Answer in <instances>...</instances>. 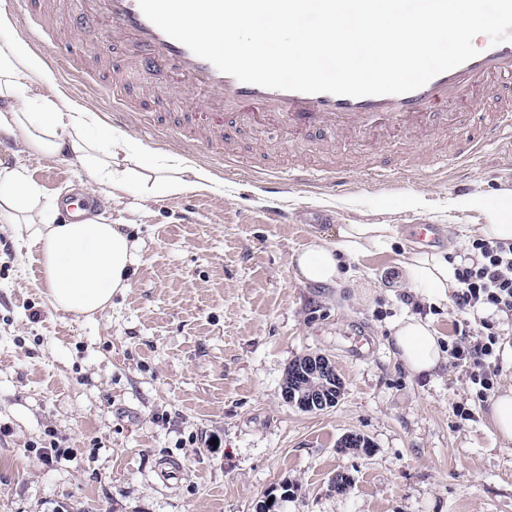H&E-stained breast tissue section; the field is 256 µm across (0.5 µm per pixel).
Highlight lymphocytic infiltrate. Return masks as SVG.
Masks as SVG:
<instances>
[{
  "label": "lymphocytic infiltrate",
  "instance_id": "1",
  "mask_svg": "<svg viewBox=\"0 0 512 512\" xmlns=\"http://www.w3.org/2000/svg\"><path fill=\"white\" fill-rule=\"evenodd\" d=\"M469 257L454 269L457 287L451 296L457 316L456 339L448 350L449 363L471 384L479 401L491 396L499 375V331L489 320L472 324L481 308L512 319V241L473 240Z\"/></svg>",
  "mask_w": 512,
  "mask_h": 512
}]
</instances>
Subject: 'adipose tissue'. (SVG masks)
<instances>
[{
  "mask_svg": "<svg viewBox=\"0 0 512 512\" xmlns=\"http://www.w3.org/2000/svg\"><path fill=\"white\" fill-rule=\"evenodd\" d=\"M47 82L43 58L26 42L0 43V134L13 140L18 152L65 158L86 173L91 187L118 188L132 182L149 197L210 189L214 178L203 168L146 163L123 134L91 138L88 131L96 124L95 113ZM31 85L47 86L48 91L32 101L26 95ZM471 203L485 214V223L477 227L483 239L512 241V189L500 190L493 200L475 193ZM0 223L11 225L18 242L39 245L47 298L57 310L101 314L111 306L113 295L130 286L138 241L101 216L84 224L58 223L56 207L44 203L40 188L23 169L0 168ZM396 230L393 224H340L335 242L315 239L292 262L305 282L333 284L341 278L343 257L379 250ZM398 285L426 290L428 303L437 306L456 286L454 268L444 253L413 251L402 263ZM393 329V347L413 375H433L447 361L427 319L404 317Z\"/></svg>",
  "mask_w": 512,
  "mask_h": 512,
  "instance_id": "adipose-tissue-1",
  "label": "adipose tissue"
}]
</instances>
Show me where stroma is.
I'll return each instance as SVG.
<instances>
[{"label": "stroma", "instance_id": "1", "mask_svg": "<svg viewBox=\"0 0 512 512\" xmlns=\"http://www.w3.org/2000/svg\"><path fill=\"white\" fill-rule=\"evenodd\" d=\"M78 70L101 80L80 60L48 78L97 113L93 136L121 131L218 174L167 124L146 128L135 116L111 126L102 97L74 93ZM268 140L239 134L238 151L258 165L224 177L223 195L146 199L129 184L99 204L140 244L130 288L101 315L53 309L36 246L0 223V512H254L284 484L277 512H512V444L498 439L488 403L451 366L412 375L390 341L394 322L415 314L451 343L450 303L389 283L418 247L409 228L420 221L443 227L429 251L462 257L485 221L471 195L512 185V164L490 149L467 170L410 177L412 147L400 139L371 151L303 131L278 136L272 155ZM291 161L344 168L350 195L287 188L286 223H268L264 177ZM379 163L402 171L396 185L368 181ZM16 166L45 200L88 191L67 161L16 152L1 136L0 168ZM321 210L329 223H314ZM372 223L397 225V237L345 259L342 282L300 279L293 253L319 236L335 240L337 225ZM307 354L327 356L341 375L335 407L304 412L283 400L289 365ZM459 404L477 421L458 427ZM350 433L367 437L371 453L340 452ZM50 446L46 466L39 456ZM339 474L352 481L343 493L332 484Z\"/></svg>", "mask_w": 512, "mask_h": 512}]
</instances>
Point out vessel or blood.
I'll return each instance as SVG.
<instances>
[{
	"label": "vessel or blood",
	"mask_w": 512,
	"mask_h": 512,
	"mask_svg": "<svg viewBox=\"0 0 512 512\" xmlns=\"http://www.w3.org/2000/svg\"><path fill=\"white\" fill-rule=\"evenodd\" d=\"M27 15L28 34L37 47L49 49L56 42L53 19L64 15L72 32L79 34L75 51L84 54L97 43L110 42L119 55L112 64L106 93L115 97L110 106L118 123L128 121L127 94L141 92L142 78L168 73L166 84L147 94L153 107L177 103L181 114L175 122L180 140L190 149L208 150L223 160L226 170H248L250 161L232 152L240 129L289 132L319 130L343 141L370 146L381 144L394 132L414 145L442 136L454 138L455 111L490 95L493 111L482 113L481 139L444 155H423L410 171L441 170L451 161L462 166L483 152L486 144L512 137V96L496 94L499 82L512 79V42H482L478 54L465 63L438 74L423 87L400 95L365 97L328 93L307 94L269 89L243 83L221 73L186 46L167 36L142 13L138 0H16ZM144 92V91H143ZM320 187L342 197L351 190L346 171L312 168L302 163L288 166L286 174L270 175L264 189L270 196L266 210L270 222H280L285 212L279 196L285 185ZM71 223L91 220L97 209L93 198L74 196L65 203Z\"/></svg>",
	"instance_id": "vessel-or-blood-1"
}]
</instances>
